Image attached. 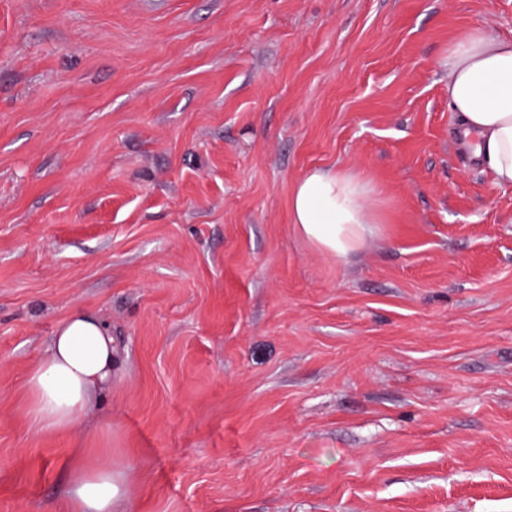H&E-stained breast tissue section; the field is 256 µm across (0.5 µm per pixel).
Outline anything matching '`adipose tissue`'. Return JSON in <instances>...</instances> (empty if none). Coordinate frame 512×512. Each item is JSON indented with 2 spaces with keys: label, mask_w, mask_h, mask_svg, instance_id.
<instances>
[{
  "label": "adipose tissue",
  "mask_w": 512,
  "mask_h": 512,
  "mask_svg": "<svg viewBox=\"0 0 512 512\" xmlns=\"http://www.w3.org/2000/svg\"><path fill=\"white\" fill-rule=\"evenodd\" d=\"M448 71V106L460 113L473 156L488 165L497 185L512 188V39L472 29L450 48ZM367 193L358 176L310 171L294 187L292 222L320 252L348 256L360 248L373 222ZM115 360L111 326L94 313L72 311L58 325L48 359L26 377L31 429H73L111 391ZM127 495V477L111 459L70 471L69 512H118Z\"/></svg>",
  "instance_id": "1"
}]
</instances>
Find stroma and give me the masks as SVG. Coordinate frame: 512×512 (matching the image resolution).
<instances>
[{
    "label": "stroma",
    "instance_id": "1",
    "mask_svg": "<svg viewBox=\"0 0 512 512\" xmlns=\"http://www.w3.org/2000/svg\"><path fill=\"white\" fill-rule=\"evenodd\" d=\"M512 0H0V512L124 466V512H512V189L465 155L448 48ZM369 180L359 250L291 218ZM76 307L112 392L30 429ZM367 193V184L358 176L336 169L312 170L294 187L292 222L320 252L346 257L360 248L373 224Z\"/></svg>",
    "mask_w": 512,
    "mask_h": 512
}]
</instances>
